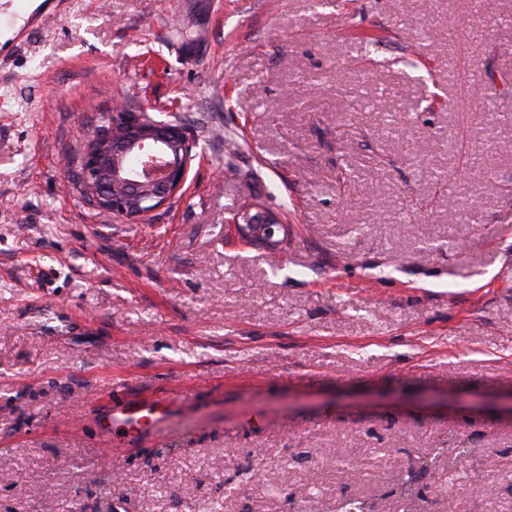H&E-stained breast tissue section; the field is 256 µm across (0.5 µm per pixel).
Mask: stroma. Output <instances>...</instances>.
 Here are the masks:
<instances>
[{
	"mask_svg": "<svg viewBox=\"0 0 512 512\" xmlns=\"http://www.w3.org/2000/svg\"><path fill=\"white\" fill-rule=\"evenodd\" d=\"M0 49V512H512V0H70ZM119 101L203 142L143 223L72 179ZM247 202L278 261L228 233ZM149 394L165 440L104 457ZM172 399L168 395H157L134 398L119 406L111 405L97 424L96 435L100 447L110 455L112 439L117 431H121L125 439H134L147 433H154L156 438L161 437L170 427L168 404Z\"/></svg>",
	"mask_w": 512,
	"mask_h": 512,
	"instance_id": "stroma-1",
	"label": "stroma"
}]
</instances>
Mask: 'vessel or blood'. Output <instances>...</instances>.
<instances>
[{
    "mask_svg": "<svg viewBox=\"0 0 512 512\" xmlns=\"http://www.w3.org/2000/svg\"><path fill=\"white\" fill-rule=\"evenodd\" d=\"M170 396L157 395L150 398H134L121 405L111 406L99 419L97 438L101 448L111 450L115 434L134 439L151 433L162 436L170 426L168 405Z\"/></svg>",
    "mask_w": 512,
    "mask_h": 512,
    "instance_id": "obj_1",
    "label": "vessel or blood"
}]
</instances>
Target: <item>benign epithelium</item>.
Instances as JSON below:
<instances>
[{"instance_id": "1", "label": "benign epithelium", "mask_w": 512, "mask_h": 512, "mask_svg": "<svg viewBox=\"0 0 512 512\" xmlns=\"http://www.w3.org/2000/svg\"><path fill=\"white\" fill-rule=\"evenodd\" d=\"M101 141L82 149L80 181L92 207L136 220L166 205L183 186L188 169V139L177 122H151L143 111L118 107ZM140 161L134 169L122 166L125 157ZM244 222L233 225L251 243L278 246L276 233L286 232L277 213L259 209L241 212Z\"/></svg>"}]
</instances>
